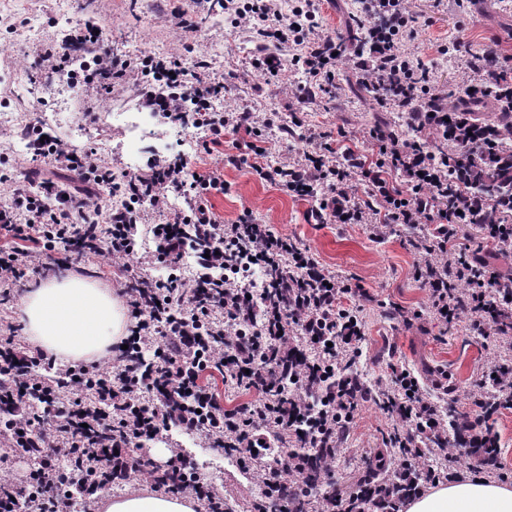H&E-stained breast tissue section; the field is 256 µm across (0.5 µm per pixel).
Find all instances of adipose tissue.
<instances>
[{"instance_id": "adipose-tissue-1", "label": "adipose tissue", "mask_w": 512, "mask_h": 512, "mask_svg": "<svg viewBox=\"0 0 512 512\" xmlns=\"http://www.w3.org/2000/svg\"><path fill=\"white\" fill-rule=\"evenodd\" d=\"M29 341L76 361L106 356L125 333L119 298L89 280L53 278L24 297ZM104 512H194L187 498L134 492L108 499ZM406 512H512V486L484 479H462L413 497Z\"/></svg>"}]
</instances>
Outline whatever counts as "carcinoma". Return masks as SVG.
<instances>
[{
	"label": "carcinoma",
	"mask_w": 512,
	"mask_h": 512,
	"mask_svg": "<svg viewBox=\"0 0 512 512\" xmlns=\"http://www.w3.org/2000/svg\"><path fill=\"white\" fill-rule=\"evenodd\" d=\"M512 99V89L496 79L489 80L483 100L467 112L448 116V144L437 148V159L448 168V184L464 187L473 197L487 202L492 210L483 222L503 219L512 211V150L502 144L512 142V112L501 103Z\"/></svg>",
	"instance_id": "carcinoma-1"
}]
</instances>
